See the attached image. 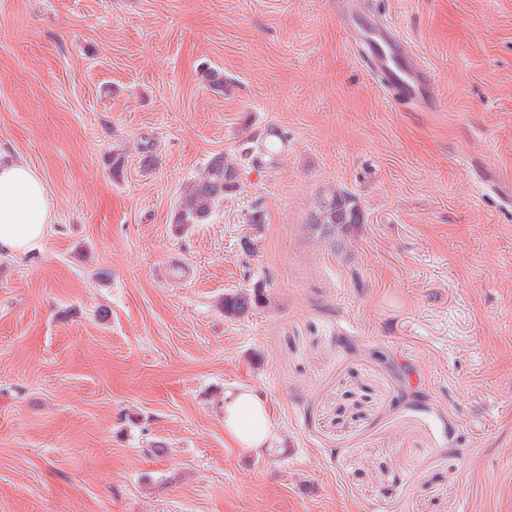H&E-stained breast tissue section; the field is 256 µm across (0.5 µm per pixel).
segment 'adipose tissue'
Here are the masks:
<instances>
[{
	"label": "adipose tissue",
	"instance_id": "1",
	"mask_svg": "<svg viewBox=\"0 0 512 512\" xmlns=\"http://www.w3.org/2000/svg\"><path fill=\"white\" fill-rule=\"evenodd\" d=\"M53 222V203L40 173L21 160L0 162V252L21 255L36 247ZM224 430L237 447L260 452L276 435L265 404L248 390L224 394Z\"/></svg>",
	"mask_w": 512,
	"mask_h": 512
}]
</instances>
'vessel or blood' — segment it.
Segmentation results:
<instances>
[{
	"label": "vessel or blood",
	"instance_id": "vessel-or-blood-1",
	"mask_svg": "<svg viewBox=\"0 0 512 512\" xmlns=\"http://www.w3.org/2000/svg\"><path fill=\"white\" fill-rule=\"evenodd\" d=\"M341 22L351 42L367 47L370 69L394 102L405 103L416 111L437 108V83L432 73L391 28L365 12L360 0H348Z\"/></svg>",
	"mask_w": 512,
	"mask_h": 512
}]
</instances>
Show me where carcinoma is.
<instances>
[{
	"mask_svg": "<svg viewBox=\"0 0 512 512\" xmlns=\"http://www.w3.org/2000/svg\"><path fill=\"white\" fill-rule=\"evenodd\" d=\"M286 138L276 130H270L264 139L254 136L247 138L240 149L239 160L235 161L222 153L209 158L186 189L174 214V223L205 224L215 208L239 186L241 167L249 165L263 168L274 162L283 148ZM364 223L359 201L353 195L334 188L323 193L317 200L313 215L306 229L318 236L336 239L347 234L357 225ZM263 235V221L256 213L248 219L243 244L250 252L260 249ZM268 297L260 289H246L225 294L220 308L229 317H238L250 311V307L267 303Z\"/></svg>",
	"mask_w": 512,
	"mask_h": 512,
	"instance_id": "obj_1",
	"label": "carcinoma"
}]
</instances>
